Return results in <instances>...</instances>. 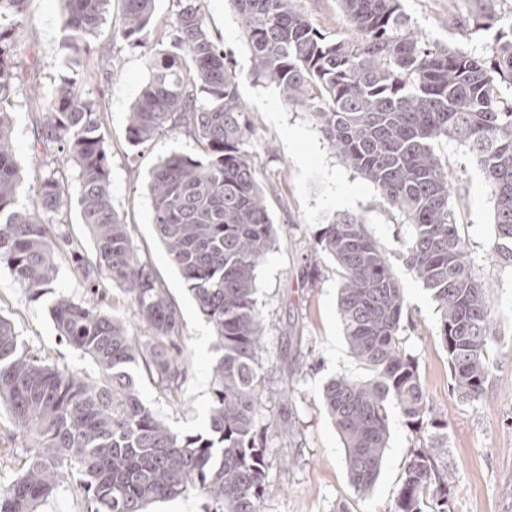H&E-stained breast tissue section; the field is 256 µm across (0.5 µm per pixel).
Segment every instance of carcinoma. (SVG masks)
I'll return each mask as SVG.
<instances>
[{"label": "carcinoma", "mask_w": 512, "mask_h": 512, "mask_svg": "<svg viewBox=\"0 0 512 512\" xmlns=\"http://www.w3.org/2000/svg\"><path fill=\"white\" fill-rule=\"evenodd\" d=\"M64 49L78 58L103 22L107 0H64ZM256 76L309 112L328 145L369 180L383 202L412 227L405 243L410 271L440 311L452 390L480 398L489 376L486 351L496 335L489 289L472 270L450 204L448 164L434 150L457 143L483 172L494 195L491 254L512 265V25L486 50L425 40L400 0H340L353 35L336 39L316 28L297 0H232ZM123 40L139 41L154 0H122ZM171 48L145 53L148 78L128 116V139L145 147L164 133L191 130L204 155L160 160L148 182L153 224L188 291L213 327L219 356L204 433L179 435L141 400L134 368L160 395L181 402L186 370L180 315L112 205L110 169L100 133L101 110L74 76L59 78L49 99L35 101L46 119L41 145L63 142L79 169L80 210L96 248L98 274L121 287L148 331L132 334L123 317L90 301L58 299L60 335L95 372H69L28 354L0 315V404L14 435L0 458L21 457L17 474L0 480V512H37L60 490L87 502L86 512H149L159 501L198 494L205 512H260L267 481L268 436L257 415L267 394L290 397L288 378L275 390L259 363L266 324L256 300V269L276 229L266 189L245 149V104L224 49L213 39L202 0H178ZM27 0H0V265L30 292L55 277L54 245L40 217L64 205L55 173L34 188L35 204L17 202L12 97L16 58L27 47L16 28L28 22ZM499 19L487 10L466 20L473 33ZM317 245L341 277L339 311L354 357L367 379L337 376L323 405L342 438L354 490L375 485L389 440L388 407L428 447L410 451L394 512H450L451 476L435 453L447 423L431 416L418 365L403 349L404 296L364 217L342 214L324 225Z\"/></svg>", "instance_id": "1"}]
</instances>
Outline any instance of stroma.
Listing matches in <instances>:
<instances>
[{"label": "stroma", "instance_id": "1", "mask_svg": "<svg viewBox=\"0 0 512 512\" xmlns=\"http://www.w3.org/2000/svg\"><path fill=\"white\" fill-rule=\"evenodd\" d=\"M311 23L335 38L351 29L339 0H298ZM411 26L430 40L452 47L482 50L495 31L469 34L459 27L462 15L480 11L481 0H401ZM63 0H29L28 23L19 39L34 47L22 58V80L13 95L14 156L24 181L18 201H32L33 188L58 171L67 200L43 212L55 244L57 274L50 288L35 295L21 288L0 266V315L12 323L23 350L72 371H92L89 359L60 336L51 308L59 298L98 297L122 316L131 332L145 335L120 287L95 274V244L79 213L77 167L61 145L37 146L38 114L31 89L51 96L61 74L78 71L87 98L102 109V132L110 171L112 204L128 224L136 255L165 288L180 312L185 345L186 380L182 401L171 404L141 381L143 403L179 434L208 428L212 367L218 356L213 328L201 313L178 269L158 238L152 219L149 173L158 159L174 154L201 157L193 135L182 131L156 137L148 148L127 140V116L147 78L141 48L116 40L122 25L121 0H108L105 18L92 39V54L68 58L62 46ZM212 36L224 46L246 106L247 150L267 190L268 209L277 229L275 241L256 271L258 307L266 321L262 353L265 369L289 373V400L265 404L258 414L275 436L269 447L268 481L273 489L261 512H392L412 448L420 444L398 412L390 414V438L373 489L359 495L351 485L340 436L321 404L324 385L333 377H366L343 337L338 310L339 273L316 244L321 227L335 216H363L373 239L385 250L405 299L403 347L417 361L426 400L448 424L441 462L456 476L452 512H512V267L489 252L494 236V198L480 169L452 141L435 147L448 163V184L458 203V229L468 259L488 285L498 335L488 350L489 378L478 401L460 402L450 387L448 355L439 336L440 314L431 293L405 263L404 242L412 228L379 197L371 183L334 153L308 112L289 105L279 88L258 80L231 0H204ZM113 59L112 68L101 65ZM90 268L83 278L82 268ZM287 428V439L277 438Z\"/></svg>", "mask_w": 512, "mask_h": 512}]
</instances>
